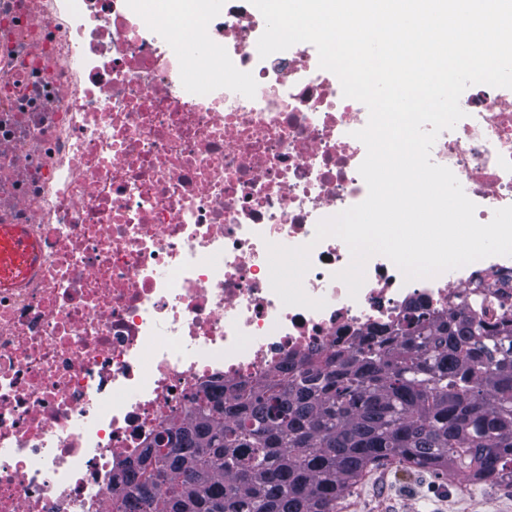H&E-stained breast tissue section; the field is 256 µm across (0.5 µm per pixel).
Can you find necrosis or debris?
<instances>
[{"mask_svg":"<svg viewBox=\"0 0 512 512\" xmlns=\"http://www.w3.org/2000/svg\"><path fill=\"white\" fill-rule=\"evenodd\" d=\"M142 2L0 0V225L37 248L0 289V512H112L113 467L202 384L258 385L481 281L487 322L512 318V256L407 283L375 255L350 297L347 245L314 235L368 194L365 105L312 44L260 58L250 0H191L198 34ZM462 108L430 157L486 223L512 205V89L470 86ZM271 242L312 244L323 309L282 304Z\"/></svg>","mask_w":512,"mask_h":512,"instance_id":"obj_1","label":"necrosis or debris"}]
</instances>
